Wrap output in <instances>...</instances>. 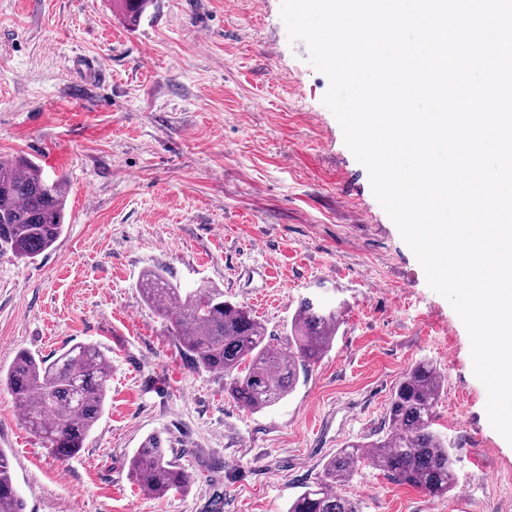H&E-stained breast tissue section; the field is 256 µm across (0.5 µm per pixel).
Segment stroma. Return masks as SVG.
<instances>
[{
    "label": "stroma",
    "mask_w": 512,
    "mask_h": 512,
    "mask_svg": "<svg viewBox=\"0 0 512 512\" xmlns=\"http://www.w3.org/2000/svg\"><path fill=\"white\" fill-rule=\"evenodd\" d=\"M281 0H0V156L68 182L65 230L35 260L0 256V370L77 341L112 358L105 412L57 459L0 388V448L25 512H286L324 463L388 429L403 375L447 380L435 427L458 479L433 497L360 466L362 512H512V443L490 424L471 342L375 198L324 104L328 78L290 42ZM163 269L221 288L275 336L303 298L339 308L332 349L252 413L195 368L136 283ZM160 434L192 476L149 494L128 475Z\"/></svg>",
    "instance_id": "stroma-1"
}]
</instances>
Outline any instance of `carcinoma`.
I'll return each instance as SVG.
<instances>
[{
    "label": "carcinoma",
    "instance_id": "cac0c4a2",
    "mask_svg": "<svg viewBox=\"0 0 512 512\" xmlns=\"http://www.w3.org/2000/svg\"><path fill=\"white\" fill-rule=\"evenodd\" d=\"M153 0H122L130 23L141 20ZM67 183L48 180L26 159L0 158V254L31 260L52 247L64 231ZM144 302L169 323L180 349L193 365L224 375V392L258 412L289 395L331 349L338 309L320 300H302L281 341L244 305L224 299V291L203 284L188 290L158 270L137 283ZM111 377V358L93 343H75L48 361L18 352L0 385L19 404L27 428L61 459L78 454L100 420ZM445 375L421 360L403 375L387 409L388 432L368 444L353 442L336 451L320 480L289 505L287 512H360L356 500L337 489L362 464L399 485L433 496L447 494L456 478V457L434 429L435 409ZM131 478L163 496L185 489L191 475L163 447L161 435L147 436L129 464ZM8 455L0 449V512H24Z\"/></svg>",
    "mask_w": 512,
    "mask_h": 512
}]
</instances>
